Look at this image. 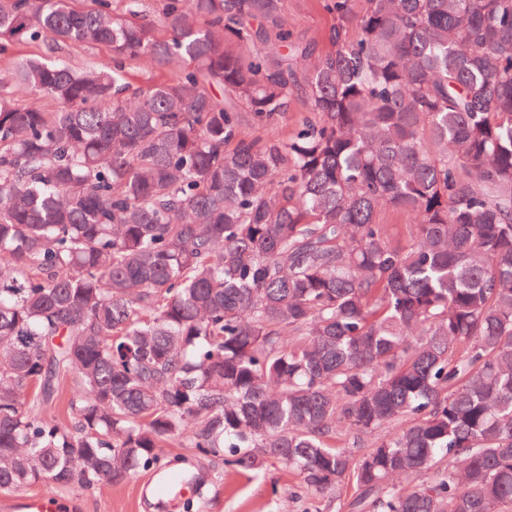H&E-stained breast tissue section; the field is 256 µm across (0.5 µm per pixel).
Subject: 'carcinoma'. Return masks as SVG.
Here are the masks:
<instances>
[{"label":"carcinoma","instance_id":"1","mask_svg":"<svg viewBox=\"0 0 512 512\" xmlns=\"http://www.w3.org/2000/svg\"><path fill=\"white\" fill-rule=\"evenodd\" d=\"M361 2L321 0L318 55L284 0H0L1 47L112 57L0 75L1 490L170 445L351 512H512V0ZM54 44L51 41H40L23 46L9 47L5 51H0V73L8 71L13 61L18 56H63L74 67H83L94 63L107 56L102 49L66 47L55 54L52 53ZM308 105L303 101H296L292 104L288 114L280 118L278 121L267 123V124H252L248 123L250 132L254 136H258L263 139H280L285 140L288 135L293 132L299 121L308 112ZM75 387V376L71 374L62 382L57 399H55L52 404L44 407L43 411L51 415L59 423L71 426L73 417L71 400L75 392Z\"/></svg>","mask_w":512,"mask_h":512}]
</instances>
